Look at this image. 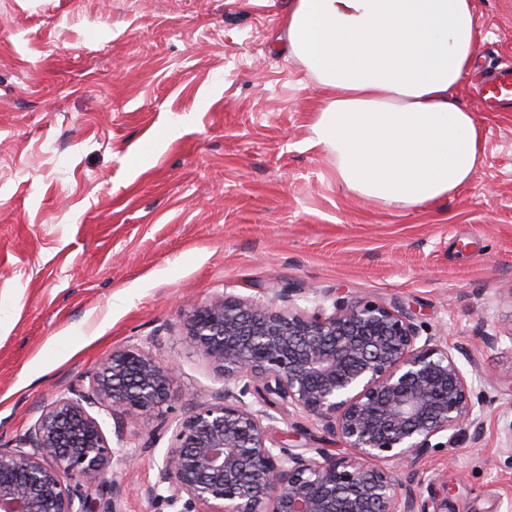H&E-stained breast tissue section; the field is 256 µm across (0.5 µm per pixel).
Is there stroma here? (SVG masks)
<instances>
[{
	"label": "stroma",
	"mask_w": 512,
	"mask_h": 512,
	"mask_svg": "<svg viewBox=\"0 0 512 512\" xmlns=\"http://www.w3.org/2000/svg\"><path fill=\"white\" fill-rule=\"evenodd\" d=\"M290 0H0V447L113 348L164 336L173 390L214 375L179 325L194 305L292 288L414 306L466 346L481 430L412 471L427 512H512V107L457 98L484 132L469 184L431 205L347 193L309 140L318 84L278 37ZM477 49L512 61V0H474ZM503 330L492 350L480 329ZM114 445L122 512L167 440Z\"/></svg>",
	"instance_id": "obj_1"
}]
</instances>
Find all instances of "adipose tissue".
Masks as SVG:
<instances>
[{
	"instance_id": "adipose-tissue-1",
	"label": "adipose tissue",
	"mask_w": 512,
	"mask_h": 512,
	"mask_svg": "<svg viewBox=\"0 0 512 512\" xmlns=\"http://www.w3.org/2000/svg\"><path fill=\"white\" fill-rule=\"evenodd\" d=\"M282 39L323 91L310 141L346 191L413 208L471 181L482 131L456 92L475 69L473 0H291Z\"/></svg>"
}]
</instances>
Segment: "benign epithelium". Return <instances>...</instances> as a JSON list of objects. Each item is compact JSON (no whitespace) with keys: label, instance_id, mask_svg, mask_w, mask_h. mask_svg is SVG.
<instances>
[{"label":"benign epithelium","instance_id":"benign-epithelium-1","mask_svg":"<svg viewBox=\"0 0 512 512\" xmlns=\"http://www.w3.org/2000/svg\"><path fill=\"white\" fill-rule=\"evenodd\" d=\"M182 340L222 386L172 419L176 368L153 355L164 337L113 349L89 386L69 389L15 446L0 448V512H121L124 486L90 413L97 406L154 423V442L171 433L145 494L175 512H425L421 483L402 467L479 425L448 342L421 338L399 302L339 297L329 311L300 307L290 288L256 300L222 294L189 312ZM291 410L349 453L276 439Z\"/></svg>","mask_w":512,"mask_h":512}]
</instances>
